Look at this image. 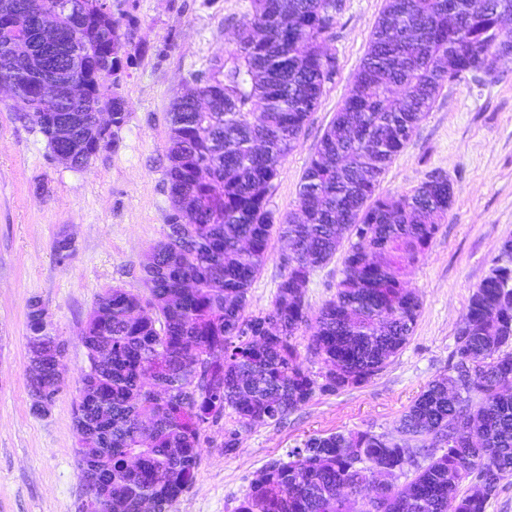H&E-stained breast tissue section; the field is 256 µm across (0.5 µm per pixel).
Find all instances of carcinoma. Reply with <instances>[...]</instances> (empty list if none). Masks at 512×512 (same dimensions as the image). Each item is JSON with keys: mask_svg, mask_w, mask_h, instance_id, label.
<instances>
[{"mask_svg": "<svg viewBox=\"0 0 512 512\" xmlns=\"http://www.w3.org/2000/svg\"><path fill=\"white\" fill-rule=\"evenodd\" d=\"M53 2L0 0V12L26 22ZM342 2L252 0L224 86L199 79L186 91L212 98V109L171 112L172 213L143 268L149 296L107 289L81 331L88 366L73 408L77 464L82 483L99 488L98 512H140L146 501L169 512L195 480L207 428L226 409L243 426L280 422L318 392L369 381L414 333L421 301L403 276L438 234L454 191L430 174L397 197L380 193V182L448 81L481 70L490 56L512 58V35L500 29L512 0H384L357 79L301 176L299 214L279 217L268 207L278 167L338 73L322 45ZM82 25L90 50L74 69L45 54L34 29L23 57L0 35V81L16 70L39 83L79 77L108 53L128 66L118 21L87 10ZM109 97L118 130L127 102L110 83ZM43 104L35 124L51 150L57 126L71 125L74 167L114 142L95 132L91 104L80 112L63 111L53 97ZM274 233L294 256L271 308L248 315ZM339 251L336 294L311 315L309 274ZM303 329L319 372L300 362L294 337ZM27 342L42 349L27 379L31 411L42 415L36 396L59 392L55 358L66 343L43 332L33 300ZM455 358L402 415L399 439L311 436L288 460L268 462L235 512H486L512 476L511 267L492 268L473 291ZM426 437L432 445L414 451ZM408 465L413 476L397 483Z\"/></svg>", "mask_w": 512, "mask_h": 512, "instance_id": "1", "label": "carcinoma"}]
</instances>
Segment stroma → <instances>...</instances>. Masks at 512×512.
<instances>
[{
	"label": "stroma",
	"instance_id": "stroma-1",
	"mask_svg": "<svg viewBox=\"0 0 512 512\" xmlns=\"http://www.w3.org/2000/svg\"><path fill=\"white\" fill-rule=\"evenodd\" d=\"M129 22L131 63L120 94L126 123L111 147L77 169L55 161L24 109L0 93V512H77L82 481L72 408L88 365L80 334L104 289L149 292L142 268L163 239L171 211L166 170L170 112L183 89L211 75L236 41L251 0H109ZM384 0H345L325 43L339 72L327 83L269 197L276 214L296 211L302 173L353 86ZM455 191L448 219L405 279L422 301L414 334L381 373L337 393L316 394L280 423L242 427L232 410L206 432L192 486L170 512H235L266 463L318 434L371 431L389 438L427 384L447 375L456 330L476 286L496 266L512 236V63L485 86L464 74L441 89L412 139L393 159L379 190L396 196L429 173ZM73 254L58 261L60 234ZM285 246L272 238L268 259L248 294L249 313L268 309L284 272ZM340 258L309 275L306 302L317 312L336 293ZM37 299L66 340L64 383L49 411H30L26 316ZM240 444L224 451V435Z\"/></svg>",
	"mask_w": 512,
	"mask_h": 512
}]
</instances>
